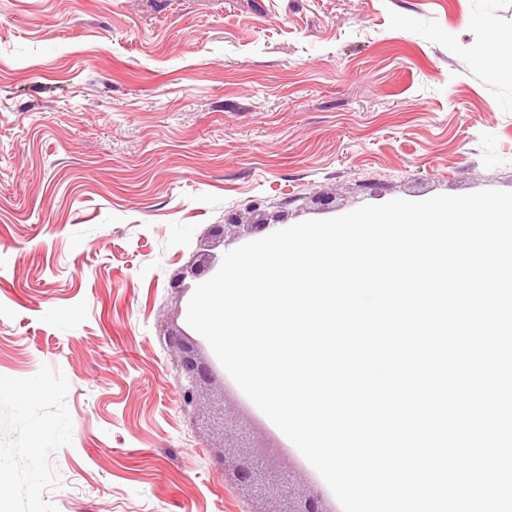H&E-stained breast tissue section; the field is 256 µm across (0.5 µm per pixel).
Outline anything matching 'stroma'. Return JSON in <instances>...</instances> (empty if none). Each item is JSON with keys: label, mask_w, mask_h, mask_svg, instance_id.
<instances>
[{"label": "stroma", "mask_w": 512, "mask_h": 512, "mask_svg": "<svg viewBox=\"0 0 512 512\" xmlns=\"http://www.w3.org/2000/svg\"><path fill=\"white\" fill-rule=\"evenodd\" d=\"M481 13L512 31V0H0V512H284L313 470L239 390L182 408L169 282L273 214L512 191ZM240 421L289 493L225 473Z\"/></svg>", "instance_id": "35a3bbf8"}]
</instances>
